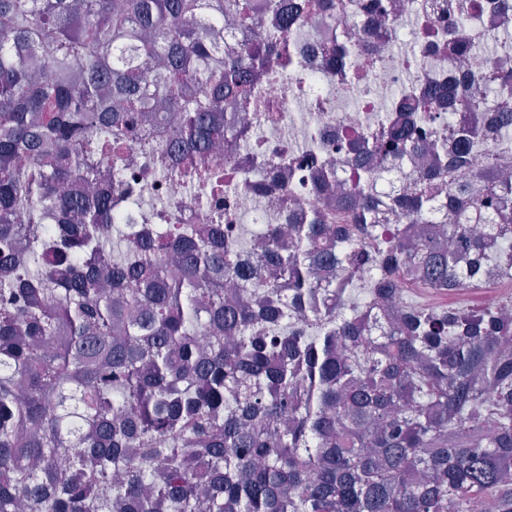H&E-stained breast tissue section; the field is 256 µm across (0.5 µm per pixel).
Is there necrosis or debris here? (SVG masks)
I'll list each match as a JSON object with an SVG mask.
<instances>
[{
  "label": "necrosis or debris",
  "instance_id": "obj_1",
  "mask_svg": "<svg viewBox=\"0 0 512 512\" xmlns=\"http://www.w3.org/2000/svg\"><path fill=\"white\" fill-rule=\"evenodd\" d=\"M377 2L384 17L365 10L346 11L336 19L305 13L299 26L288 27L265 73L252 79L245 95L225 100V113H251L253 136L245 146L209 156L208 167L223 177L217 191L202 193L175 161L154 164L143 151L133 150L122 181L129 193L144 191L161 203L160 211H148L149 223L220 224L225 237L234 238L256 216L320 206L313 188L324 171H334L335 192L343 194L350 186L352 129L375 134L384 94L401 87L440 101L441 110L417 126L418 134L447 139L449 152H456L458 142L443 110L459 97L485 98L490 76L512 69V55L491 46L503 30H512V12L503 16L487 10L466 22V52L460 58L447 45L430 44L424 33L426 20L456 14L459 0ZM407 21L414 41L405 52L397 46L396 32ZM349 24L370 30L371 36L351 43L338 62L336 46ZM261 175L283 182V189L256 191L253 182Z\"/></svg>",
  "mask_w": 512,
  "mask_h": 512
}]
</instances>
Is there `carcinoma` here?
Wrapping results in <instances>:
<instances>
[{"instance_id": "1", "label": "carcinoma", "mask_w": 512, "mask_h": 512, "mask_svg": "<svg viewBox=\"0 0 512 512\" xmlns=\"http://www.w3.org/2000/svg\"><path fill=\"white\" fill-rule=\"evenodd\" d=\"M284 2L0 0V512H512V317L386 308L401 287H483L512 179L448 170L512 142V93L448 114L452 157L409 130L355 136L390 167L353 172L336 214L259 225V253L222 224L131 223L136 143L175 142L219 182L206 155L248 122L220 103L268 61ZM258 8L264 40L222 51L212 28ZM145 112L166 124L142 131ZM418 155L428 171L403 165Z\"/></svg>"}]
</instances>
